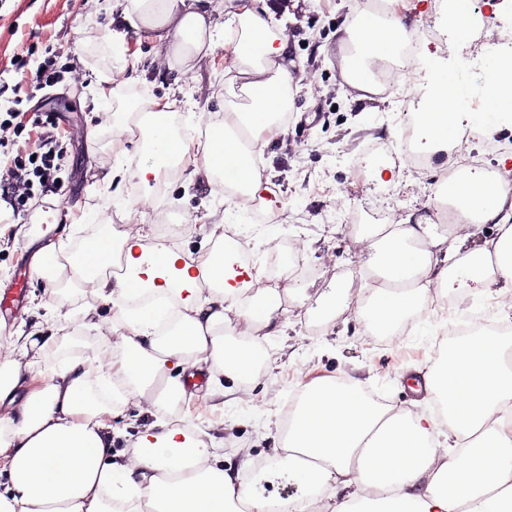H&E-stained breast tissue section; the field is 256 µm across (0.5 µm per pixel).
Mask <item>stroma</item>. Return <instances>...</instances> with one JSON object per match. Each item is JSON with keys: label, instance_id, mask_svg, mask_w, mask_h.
Here are the masks:
<instances>
[{"label": "stroma", "instance_id": "35a3bbf8", "mask_svg": "<svg viewBox=\"0 0 512 512\" xmlns=\"http://www.w3.org/2000/svg\"><path fill=\"white\" fill-rule=\"evenodd\" d=\"M266 5L290 36L298 82L285 137L259 158L270 176L267 189L273 198L252 212L232 204L222 192L187 188L177 178L165 181L163 192L153 195L133 176L149 161L140 140L116 135L105 118L108 111L125 113L132 104L172 93L177 99L172 117L180 121L186 145L195 147L205 139L204 127L219 117L220 102L242 100L240 83L224 71L223 47L202 62L159 77L150 62L161 47L143 41L142 70L131 81L124 70L126 46L104 37L108 29L128 30L120 13L89 10L85 0H0V113L13 108L14 86H28L30 73L46 59L66 70L64 82L30 102L53 113L65 132L63 185L48 194L46 205L31 202L22 216H0V292L21 291L10 328L31 321L32 300L45 292L43 281L28 271L27 240L20 231L24 225L71 224L76 234L98 235L116 217L150 226L152 211L170 206L190 226L174 240L184 251L200 250L205 225L256 224L260 230L253 238L252 263L263 270L267 285H288L292 262L301 263L306 280L283 307L286 332L260 339L255 373L239 387L237 399L215 412L198 392L161 414L165 421L192 425L199 434L223 421L224 465L234 470L244 461L264 462L275 455L289 402L312 378L356 377L365 392L387 404L426 413L431 402L409 392L408 377L429 371L436 362L437 332L425 318L428 306L414 310L417 322L400 340L374 335L362 310L368 291L355 285L368 251L353 241L355 227L344 223V209L387 189L373 175L359 176L356 162L375 142L398 145L401 115L396 99L357 98L340 78L338 30L360 13L361 0H290L285 7L266 0ZM102 86L116 89L104 103L97 99ZM451 161L446 153L434 156L420 174L397 165L405 180L392 189L397 215L433 210L435 181ZM110 170L117 173L111 187L97 184V175ZM349 286L354 303L327 312L323 300ZM55 297L70 337L48 357V364L80 352L92 360V377H99L114 353L110 311L88 288L61 287ZM89 306L98 307L100 328L82 325L80 312Z\"/></svg>", "mask_w": 512, "mask_h": 512}]
</instances>
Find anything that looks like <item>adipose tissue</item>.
Wrapping results in <instances>:
<instances>
[{"label":"adipose tissue","instance_id":"ef3b65f1","mask_svg":"<svg viewBox=\"0 0 512 512\" xmlns=\"http://www.w3.org/2000/svg\"><path fill=\"white\" fill-rule=\"evenodd\" d=\"M132 22L131 36L165 47L154 57L164 75L224 43L235 79L248 104L223 106L211 127L188 152L169 121L171 98L151 101L136 124L114 120L122 135L139 138L152 162L135 170L141 183L158 178L174 161L184 183L244 187L264 192L268 175L254 162L285 133L294 76L289 37L274 25L264 0H224L227 20L217 26L213 0H115ZM394 0L391 12L359 15L345 25L341 77L365 94L377 93L374 60L395 58L414 22ZM497 56L485 61L483 84L456 68L440 69L429 90V108L417 132L431 154L481 128L512 123V86L497 85ZM480 98L481 111L471 109ZM471 227L497 226L496 237L472 247L467 236L437 234L434 218L412 211L388 225L370 244L367 264L381 278L367 305L372 324L390 327L426 299L429 285L455 292L495 289L512 312V189L497 175L466 172L448 187ZM68 226L29 236L32 273L50 286L90 284L103 303L116 306L122 354L105 378L108 395L96 393L83 354L57 367L41 365L59 346V329L40 322L0 336V512H270L269 498L252 477L225 469L221 434L208 438L160 418L169 402L184 400L195 380L225 373L249 377L258 337L284 333L280 290L261 287L255 266L233 267L224 256V227L214 225V245L198 258L149 243L135 230L82 241L78 253L64 249ZM119 258L127 273L115 279L98 264ZM258 286L259 302L249 288ZM234 318L240 343L224 335ZM502 343L490 336L459 342L426 379L446 411L439 430L408 408L377 404L359 380L320 377L305 385L283 434L273 471L288 476L307 497L327 485L337 494L325 512H512V368L500 360ZM151 416L124 460L113 455V419L127 406Z\"/></svg>","mask_w":512,"mask_h":512}]
</instances>
